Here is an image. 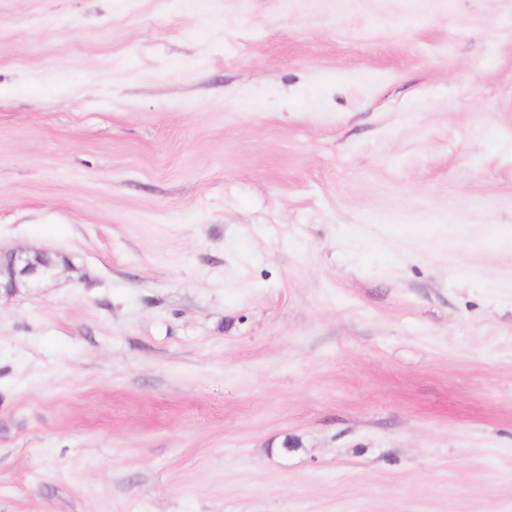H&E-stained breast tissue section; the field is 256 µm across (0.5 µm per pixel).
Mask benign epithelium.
Segmentation results:
<instances>
[{
    "mask_svg": "<svg viewBox=\"0 0 512 512\" xmlns=\"http://www.w3.org/2000/svg\"><path fill=\"white\" fill-rule=\"evenodd\" d=\"M68 268L67 257L45 250L0 253V295L12 297L19 289L39 285Z\"/></svg>",
    "mask_w": 512,
    "mask_h": 512,
    "instance_id": "obj_1",
    "label": "benign epithelium"
}]
</instances>
